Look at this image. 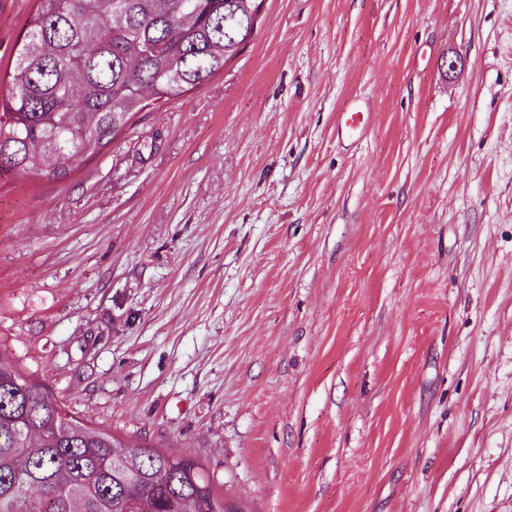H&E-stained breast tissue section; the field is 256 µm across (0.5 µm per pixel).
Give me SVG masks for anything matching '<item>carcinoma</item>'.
Returning a JSON list of instances; mask_svg holds the SVG:
<instances>
[{"mask_svg":"<svg viewBox=\"0 0 512 512\" xmlns=\"http://www.w3.org/2000/svg\"><path fill=\"white\" fill-rule=\"evenodd\" d=\"M7 97L0 180L60 181L133 119L224 72L265 0H35ZM242 512L192 458L128 442L66 411L0 352V512Z\"/></svg>","mask_w":512,"mask_h":512,"instance_id":"carcinoma-1","label":"carcinoma"}]
</instances>
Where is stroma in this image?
Wrapping results in <instances>:
<instances>
[{
	"label": "stroma",
	"instance_id": "1",
	"mask_svg": "<svg viewBox=\"0 0 512 512\" xmlns=\"http://www.w3.org/2000/svg\"><path fill=\"white\" fill-rule=\"evenodd\" d=\"M0 351L242 512H512V0H266L223 74L0 181ZM339 116L337 136L339 143L344 147L351 146L365 136L372 124L369 105L357 99L350 101Z\"/></svg>",
	"mask_w": 512,
	"mask_h": 512
}]
</instances>
